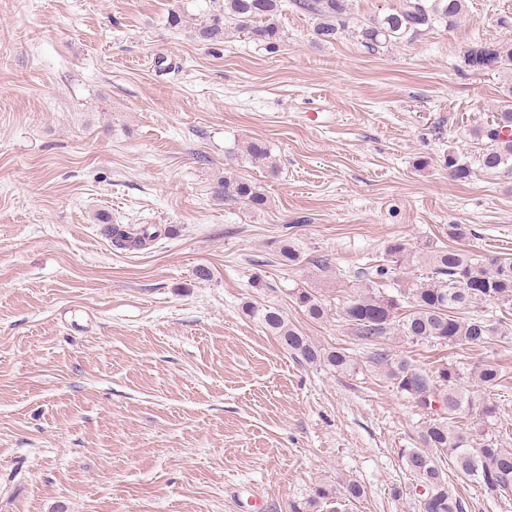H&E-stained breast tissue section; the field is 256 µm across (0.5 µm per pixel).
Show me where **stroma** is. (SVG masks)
Returning a JSON list of instances; mask_svg holds the SVG:
<instances>
[{"label":"stroma","instance_id":"1","mask_svg":"<svg viewBox=\"0 0 512 512\" xmlns=\"http://www.w3.org/2000/svg\"><path fill=\"white\" fill-rule=\"evenodd\" d=\"M398 2L350 0L330 43L286 6L271 51L169 25L209 0H0V512H293L351 480L365 494L342 512H417L401 454L424 417L367 366L340 311L350 271L397 238L512 257V174L460 182L442 164L474 160L472 130L512 84V68L463 62L475 42L512 40V0H467L452 27L367 51L362 24ZM250 141L278 172L233 157ZM228 172L259 183L265 209L219 196ZM113 224L150 238L116 246ZM452 224L464 238L449 240ZM286 238L305 256L293 267L274 261ZM247 302L358 369L294 359ZM385 343L426 369H499L484 396L512 448V336ZM442 469L465 512H512L452 460ZM292 295L304 314L314 321L322 320L327 315V308L323 302L306 288L294 289Z\"/></svg>","mask_w":512,"mask_h":512}]
</instances>
